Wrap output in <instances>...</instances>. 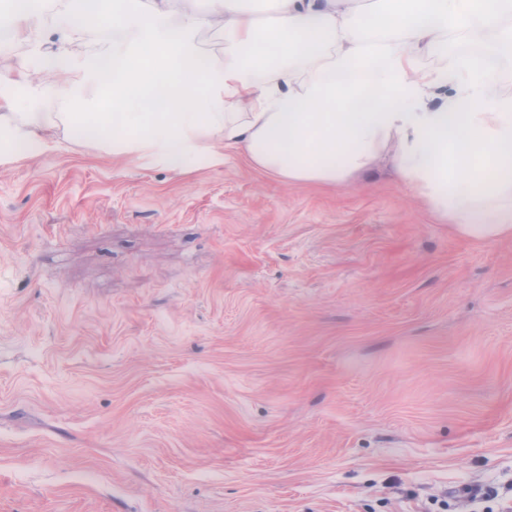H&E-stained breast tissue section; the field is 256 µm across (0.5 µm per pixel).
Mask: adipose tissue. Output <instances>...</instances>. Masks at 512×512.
<instances>
[{
  "label": "adipose tissue",
  "instance_id": "obj_1",
  "mask_svg": "<svg viewBox=\"0 0 512 512\" xmlns=\"http://www.w3.org/2000/svg\"><path fill=\"white\" fill-rule=\"evenodd\" d=\"M83 3L27 0L0 18L29 49L0 80V165L58 149L42 113L20 109L50 95L97 149L182 168L223 161L219 142L322 185L383 164L457 236L512 239V77L497 64L512 36L480 56L448 50L511 21L512 0H189L177 24L173 0ZM213 25L224 57L205 65L196 34ZM431 56L441 65L423 66Z\"/></svg>",
  "mask_w": 512,
  "mask_h": 512
}]
</instances>
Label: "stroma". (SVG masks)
Segmentation results:
<instances>
[{
	"instance_id": "35a3bbf8",
	"label": "stroma",
	"mask_w": 512,
	"mask_h": 512,
	"mask_svg": "<svg viewBox=\"0 0 512 512\" xmlns=\"http://www.w3.org/2000/svg\"><path fill=\"white\" fill-rule=\"evenodd\" d=\"M0 165V512H502L512 241L378 167Z\"/></svg>"
}]
</instances>
